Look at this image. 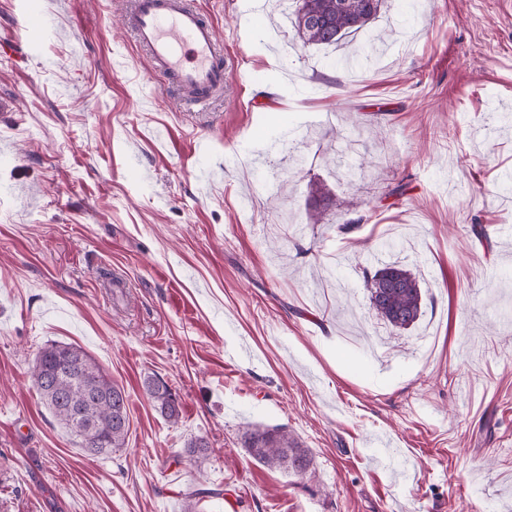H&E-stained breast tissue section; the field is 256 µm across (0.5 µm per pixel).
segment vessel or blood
<instances>
[{
  "label": "vessel or blood",
  "instance_id": "vessel-or-blood-1",
  "mask_svg": "<svg viewBox=\"0 0 512 512\" xmlns=\"http://www.w3.org/2000/svg\"><path fill=\"white\" fill-rule=\"evenodd\" d=\"M128 23L152 77L183 93L189 106L221 92L232 66L213 22L192 0H131Z\"/></svg>",
  "mask_w": 512,
  "mask_h": 512
}]
</instances>
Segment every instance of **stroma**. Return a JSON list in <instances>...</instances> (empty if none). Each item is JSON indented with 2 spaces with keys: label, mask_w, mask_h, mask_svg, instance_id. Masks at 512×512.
<instances>
[{
  "label": "stroma",
  "mask_w": 512,
  "mask_h": 512,
  "mask_svg": "<svg viewBox=\"0 0 512 512\" xmlns=\"http://www.w3.org/2000/svg\"><path fill=\"white\" fill-rule=\"evenodd\" d=\"M194 2L233 60L202 112L148 80L127 0H0L25 52L0 54V512H184L201 479L199 512H512V0H387L339 48L302 46L293 0L257 26ZM390 241L423 293L405 330L357 266ZM53 342L128 397L110 457L36 396ZM256 428L307 470L256 461ZM144 389L162 417L173 424L179 421L181 414L179 403L165 382L149 377L144 382ZM247 450L268 466H283L295 472L305 471L310 459L307 451L284 431H252L247 434Z\"/></svg>",
  "instance_id": "obj_1"
}]
</instances>
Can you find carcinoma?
Segmentation results:
<instances>
[{"label": "carcinoma", "mask_w": 512, "mask_h": 512, "mask_svg": "<svg viewBox=\"0 0 512 512\" xmlns=\"http://www.w3.org/2000/svg\"><path fill=\"white\" fill-rule=\"evenodd\" d=\"M385 0H296L294 29L305 45L333 46L369 27ZM371 307L391 327L404 330L420 317L422 291L415 274L399 262H378L375 271L362 266ZM39 400L53 413L77 447L92 457H108L124 447L129 432L128 401L124 389L112 382L97 361L71 344L50 343L36 355L32 369ZM144 389L156 410L175 424L180 407L169 386L153 377ZM247 450L268 466L305 471L307 451L284 431H252ZM206 438L190 441L186 453L198 460L208 457Z\"/></svg>", "instance_id": "carcinoma-1"}]
</instances>
